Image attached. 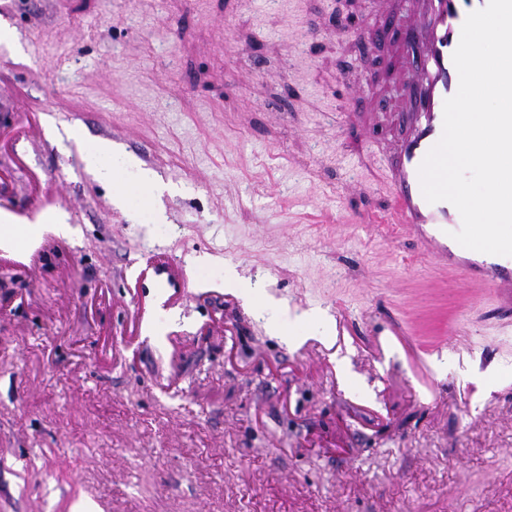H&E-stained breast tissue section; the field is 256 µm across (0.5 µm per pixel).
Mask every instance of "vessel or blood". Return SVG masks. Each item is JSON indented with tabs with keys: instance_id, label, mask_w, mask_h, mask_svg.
I'll return each instance as SVG.
<instances>
[{
	"instance_id": "b4317fda",
	"label": "vessel or blood",
	"mask_w": 512,
	"mask_h": 512,
	"mask_svg": "<svg viewBox=\"0 0 512 512\" xmlns=\"http://www.w3.org/2000/svg\"><path fill=\"white\" fill-rule=\"evenodd\" d=\"M487 0H430L425 27H410L402 49L412 76L406 84V120L409 131L390 166L393 207L422 249L434 260L463 270L512 305V256L464 248L452 234L462 225L449 202H428L421 189L419 168L443 132V108L458 90L459 75L452 55L466 16L486 6ZM48 212L38 205L27 210L4 209L0 223L43 224Z\"/></svg>"
}]
</instances>
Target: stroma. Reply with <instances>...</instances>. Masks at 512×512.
<instances>
[{"label": "stroma", "instance_id": "35a3bbf8", "mask_svg": "<svg viewBox=\"0 0 512 512\" xmlns=\"http://www.w3.org/2000/svg\"><path fill=\"white\" fill-rule=\"evenodd\" d=\"M416 10L12 0L0 204L74 233L0 249V512H512V308L390 215ZM88 166L91 167L98 177L106 183L112 184L116 188V197L125 202L127 200L124 192L140 208H146L150 204V198L141 190L140 187L125 186L122 188L123 174L129 161L122 156L112 143L99 141L93 143L86 152Z\"/></svg>", "mask_w": 512, "mask_h": 512}]
</instances>
